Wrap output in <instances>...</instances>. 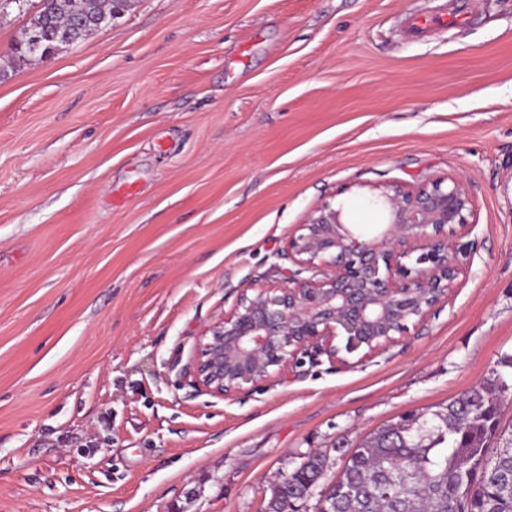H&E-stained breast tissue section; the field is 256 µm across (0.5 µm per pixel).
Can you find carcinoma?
Returning <instances> with one entry per match:
<instances>
[{
  "mask_svg": "<svg viewBox=\"0 0 512 512\" xmlns=\"http://www.w3.org/2000/svg\"><path fill=\"white\" fill-rule=\"evenodd\" d=\"M130 0H47L14 39L20 61L41 58L23 36L38 20L41 46H73L123 13ZM512 389L500 374L474 386L436 411L401 417L378 430L351 454L337 482L328 484L330 512H512V430L489 454L498 436L500 397ZM402 467V487H381L392 464ZM326 457L304 458L288 481L276 484L268 512H282L286 499L312 496Z\"/></svg>",
  "mask_w": 512,
  "mask_h": 512,
  "instance_id": "cac0c4a2",
  "label": "carcinoma"
}]
</instances>
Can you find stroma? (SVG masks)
<instances>
[{"instance_id": "1", "label": "stroma", "mask_w": 512, "mask_h": 512, "mask_svg": "<svg viewBox=\"0 0 512 512\" xmlns=\"http://www.w3.org/2000/svg\"><path fill=\"white\" fill-rule=\"evenodd\" d=\"M131 0L53 60L0 16V512H264L303 456L336 478L400 416L512 355V0ZM460 177L476 226L408 337L222 399L184 383L203 325L321 201ZM134 186L131 195L122 190ZM464 20H471L470 13L465 9L455 10L448 14H444L443 12L431 15L416 14L412 18V31L415 35H422L431 29L454 27L462 23Z\"/></svg>"}]
</instances>
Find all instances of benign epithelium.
<instances>
[{"mask_svg": "<svg viewBox=\"0 0 512 512\" xmlns=\"http://www.w3.org/2000/svg\"><path fill=\"white\" fill-rule=\"evenodd\" d=\"M375 190L385 229L368 236L331 203L317 206L283 250L296 269L239 289L233 307L202 328L184 370L189 386L228 398L282 376L301 354L347 366V356L384 350L448 300L461 273L456 229L473 227L469 189L447 177Z\"/></svg>", "mask_w": 512, "mask_h": 512, "instance_id": "7a95c632", "label": "benign epithelium"}]
</instances>
